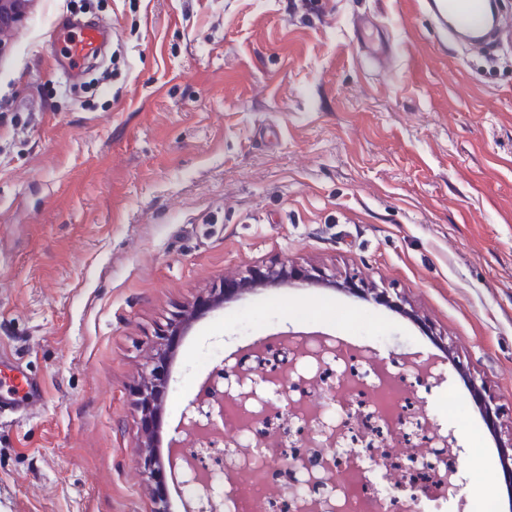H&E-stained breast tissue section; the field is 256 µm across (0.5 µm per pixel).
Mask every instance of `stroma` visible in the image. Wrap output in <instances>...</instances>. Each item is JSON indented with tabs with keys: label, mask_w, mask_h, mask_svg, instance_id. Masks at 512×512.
<instances>
[{
	"label": "stroma",
	"mask_w": 512,
	"mask_h": 512,
	"mask_svg": "<svg viewBox=\"0 0 512 512\" xmlns=\"http://www.w3.org/2000/svg\"><path fill=\"white\" fill-rule=\"evenodd\" d=\"M84 23L107 38L71 76L55 31ZM286 261L412 313L314 284L208 312L168 361L156 448L188 441L197 385L249 347L340 338L447 436L448 512H512V47L472 51L416 0H35L0 55V371L41 398L0 416V512H152L134 389L159 336ZM346 290L352 294H359L363 297H371L378 302L389 304L390 306L403 310L405 308L406 300L400 294H396V300L390 297L386 288H378L377 286L358 285L353 276L346 277L344 280Z\"/></svg>",
	"instance_id": "obj_1"
}]
</instances>
